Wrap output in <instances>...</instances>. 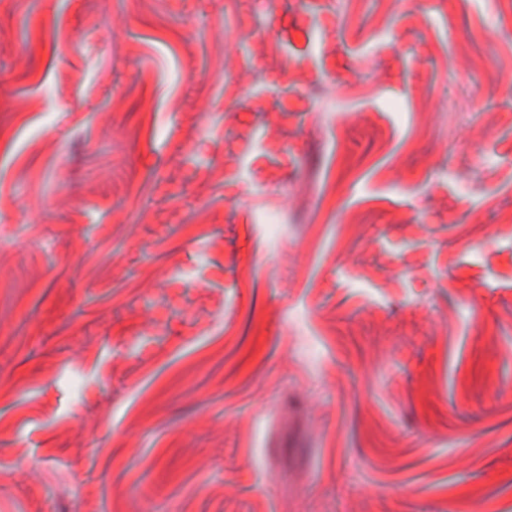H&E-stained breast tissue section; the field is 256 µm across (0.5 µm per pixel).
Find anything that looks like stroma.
I'll list each match as a JSON object with an SVG mask.
<instances>
[{
  "label": "stroma",
  "mask_w": 512,
  "mask_h": 512,
  "mask_svg": "<svg viewBox=\"0 0 512 512\" xmlns=\"http://www.w3.org/2000/svg\"><path fill=\"white\" fill-rule=\"evenodd\" d=\"M0 512H512V0H0Z\"/></svg>",
  "instance_id": "obj_1"
}]
</instances>
